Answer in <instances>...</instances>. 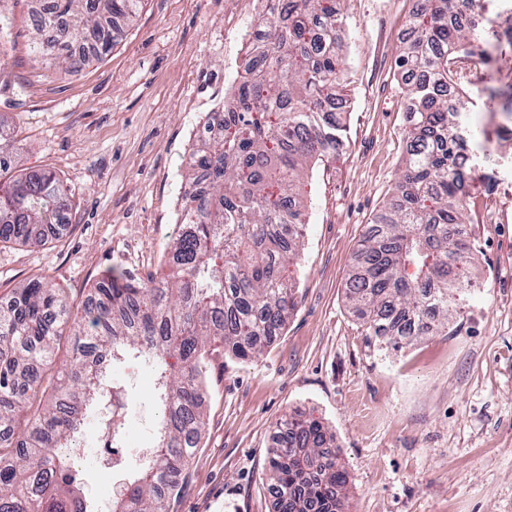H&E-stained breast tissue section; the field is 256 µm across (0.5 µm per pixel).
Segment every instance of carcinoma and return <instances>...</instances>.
Segmentation results:
<instances>
[{
  "label": "carcinoma",
  "instance_id": "cac0c4a2",
  "mask_svg": "<svg viewBox=\"0 0 512 512\" xmlns=\"http://www.w3.org/2000/svg\"><path fill=\"white\" fill-rule=\"evenodd\" d=\"M144 0H32L33 54L71 73L112 49ZM243 74L224 111L208 113L210 135L187 162L179 223L168 249L170 273L144 282L110 274L72 316L44 277L15 289L0 306V512H97L79 473L59 449L82 434L106 405L109 368L142 361L155 376L161 419L147 461L126 483L112 512H170L181 476L199 448L201 383L216 342L250 359L278 336L295 308L288 277L305 226L300 177L343 149L347 97L340 56V0H267ZM396 65L403 81L409 144L395 195L361 239L347 300L369 336L398 350L448 328L468 293L476 251L465 224L471 180L467 159L484 145L462 121L468 102L448 100L463 51L499 50L458 0H422ZM14 141L0 140V242L41 245L45 224H61L68 190L48 170L14 174ZM72 323L69 360L51 402L14 439L18 416L55 355L59 328ZM269 453L279 512H339L346 485L339 457L323 455L332 436L316 420L276 424Z\"/></svg>",
  "mask_w": 512,
  "mask_h": 512
}]
</instances>
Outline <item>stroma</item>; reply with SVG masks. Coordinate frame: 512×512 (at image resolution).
I'll use <instances>...</instances> for the list:
<instances>
[{
	"mask_svg": "<svg viewBox=\"0 0 512 512\" xmlns=\"http://www.w3.org/2000/svg\"><path fill=\"white\" fill-rule=\"evenodd\" d=\"M30 0H9V69L0 78V130L18 131L16 165L52 171L69 189L70 218L36 247L0 243V304L45 276L80 309L102 276L159 272L176 231L184 157L204 120L214 78L237 54L234 32L256 21V0H144L112 51L61 74L30 53ZM418 0H342L348 36L341 82L350 98L344 150L306 171L308 206L296 308L280 337L242 362L215 352L206 376L205 430L171 512H277L268 450L275 425L308 414L335 435L347 483L341 512H512V219L468 224L478 288L449 332L401 352L380 350L349 311L354 249L390 199L408 123L395 65ZM223 37H215L216 26ZM473 98L467 121L483 131L471 195L512 212V61L483 78L457 71ZM500 92L498 112L482 106ZM131 397L122 461L77 441L81 489L110 512L107 489L145 461L156 421L153 379L114 367Z\"/></svg>",
	"mask_w": 512,
	"mask_h": 512,
	"instance_id": "1",
	"label": "stroma"
}]
</instances>
